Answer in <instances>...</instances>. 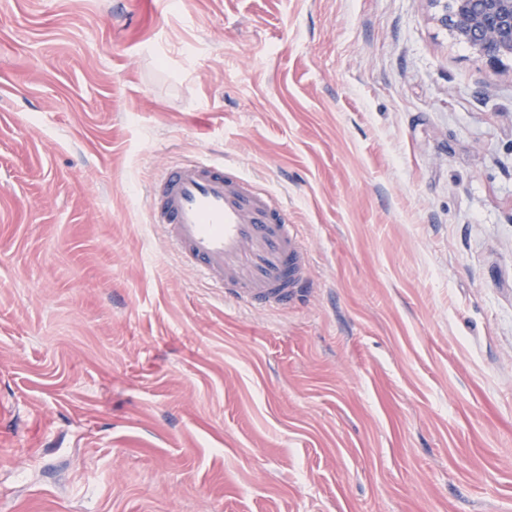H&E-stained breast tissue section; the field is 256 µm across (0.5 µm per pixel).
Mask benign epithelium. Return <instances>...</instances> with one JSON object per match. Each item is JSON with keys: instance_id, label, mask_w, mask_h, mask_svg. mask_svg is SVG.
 <instances>
[{"instance_id": "7a95c632", "label": "benign epithelium", "mask_w": 512, "mask_h": 512, "mask_svg": "<svg viewBox=\"0 0 512 512\" xmlns=\"http://www.w3.org/2000/svg\"><path fill=\"white\" fill-rule=\"evenodd\" d=\"M436 22L491 63L512 58V0H431Z\"/></svg>"}]
</instances>
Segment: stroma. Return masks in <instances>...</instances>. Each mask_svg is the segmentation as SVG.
<instances>
[{"instance_id": "35a3bbf8", "label": "stroma", "mask_w": 512, "mask_h": 512, "mask_svg": "<svg viewBox=\"0 0 512 512\" xmlns=\"http://www.w3.org/2000/svg\"><path fill=\"white\" fill-rule=\"evenodd\" d=\"M0 0V512H512V59L430 0ZM207 155L313 281L151 222ZM148 202L152 224L224 301L287 309L311 288L309 252L288 207L239 168L208 157L168 166Z\"/></svg>"}]
</instances>
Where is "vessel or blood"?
Here are the masks:
<instances>
[{"label":"vessel or blood","mask_w":512,"mask_h":512,"mask_svg":"<svg viewBox=\"0 0 512 512\" xmlns=\"http://www.w3.org/2000/svg\"><path fill=\"white\" fill-rule=\"evenodd\" d=\"M148 202L182 263L225 301L284 309L310 288L309 252L287 206L239 168L207 157L166 167Z\"/></svg>","instance_id":"vessel-or-blood-1"}]
</instances>
